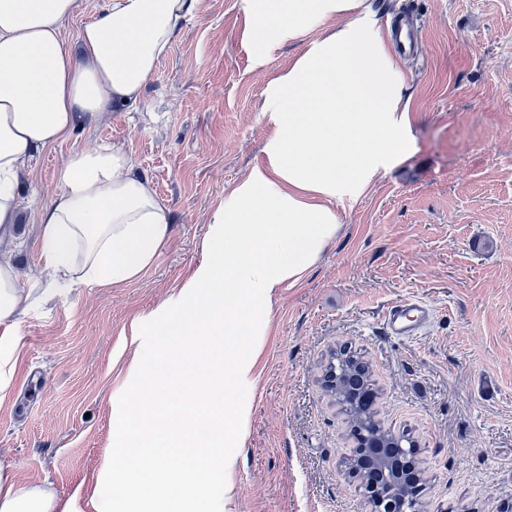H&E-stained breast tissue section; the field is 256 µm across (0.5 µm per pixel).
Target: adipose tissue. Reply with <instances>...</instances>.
<instances>
[{"mask_svg":"<svg viewBox=\"0 0 512 512\" xmlns=\"http://www.w3.org/2000/svg\"><path fill=\"white\" fill-rule=\"evenodd\" d=\"M199 0H102L75 44L76 0H0V224L19 216L33 153L62 141L79 113L136 103ZM255 35L294 40L357 0H241ZM402 83L376 32L354 21L326 36L273 94L270 164L254 168L214 216L206 262L168 304L138 352L140 454L108 460L92 512H213L217 477L204 451L242 447L255 368L277 288L296 285L340 230L335 200L363 190L415 150ZM40 205L43 267L87 286L136 280L170 239L165 204L119 147L66 156ZM0 258V323L33 296ZM0 512H74L51 490L20 484L0 457Z\"/></svg>","mask_w":512,"mask_h":512,"instance_id":"obj_1","label":"adipose tissue"}]
</instances>
